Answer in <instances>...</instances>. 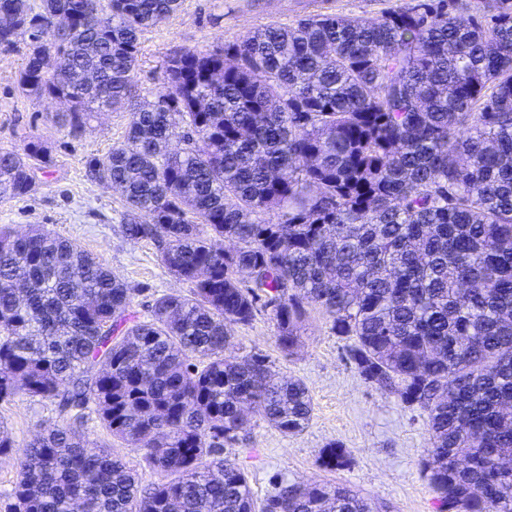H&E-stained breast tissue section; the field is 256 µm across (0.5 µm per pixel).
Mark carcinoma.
Listing matches in <instances>:
<instances>
[{
    "instance_id": "cac0c4a2",
    "label": "carcinoma",
    "mask_w": 512,
    "mask_h": 512,
    "mask_svg": "<svg viewBox=\"0 0 512 512\" xmlns=\"http://www.w3.org/2000/svg\"><path fill=\"white\" fill-rule=\"evenodd\" d=\"M180 6L0 0V47L29 33L18 87L67 99L60 126L131 111L88 173L121 190L125 236L189 284L137 315L78 243L0 229V403L22 392L74 414L18 459L9 512H375L331 483L259 504L221 456L246 440L245 404L285 435L313 411L267 356L224 358L231 327L265 310L290 350L311 309L367 383L427 413L439 512H512V0L488 20L425 0L265 25L170 55L168 93L141 101L140 37ZM43 159L35 140L1 149L0 198L33 194ZM92 415L164 480L142 490L88 450ZM320 460L350 453L331 443Z\"/></svg>"
}]
</instances>
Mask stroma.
Masks as SVG:
<instances>
[{
    "instance_id": "35a3bbf8",
    "label": "stroma",
    "mask_w": 512,
    "mask_h": 512,
    "mask_svg": "<svg viewBox=\"0 0 512 512\" xmlns=\"http://www.w3.org/2000/svg\"><path fill=\"white\" fill-rule=\"evenodd\" d=\"M421 0H183L181 9L141 36L142 55L135 73L139 92L149 100L166 94L162 67L173 53L206 52L235 40L249 30L268 25H292L300 18L332 14L375 18L384 11ZM27 35L15 47L0 48V147L21 148L35 139L46 149L45 165L37 173L33 196L0 200V227L23 234L37 225L75 240L98 256L114 276L132 287L131 311L143 312L161 293L188 291L162 264L152 243L132 241L122 232L119 192L86 175L88 161L105 155L123 140L131 116L126 112L96 114L78 135L60 127V100L23 95L17 76L25 61ZM226 354L241 358L258 352L268 356L281 377L301 380L313 403L312 419L298 434L284 435L260 416H252L248 445L224 447L249 476L256 500L274 494L276 482L343 484L368 498L379 512H437L436 493L421 461L429 446L426 412L401 404L398 397L366 383L345 356L346 342L338 338L322 314L311 312L298 331L292 353L282 352L278 330L266 314L247 325L234 326ZM12 448L0 455V512L17 480L15 459L39 434L61 420L53 405L26 395L0 406ZM90 449L107 448L133 468L141 485L161 481L159 472L142 460V453L113 438L96 421L86 425ZM336 442L351 452L340 470L322 469L320 451Z\"/></svg>"
}]
</instances>
